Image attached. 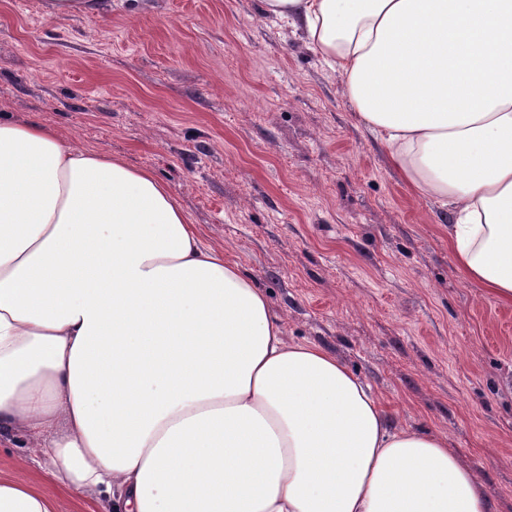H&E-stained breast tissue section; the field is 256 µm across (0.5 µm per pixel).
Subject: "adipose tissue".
Wrapping results in <instances>:
<instances>
[{
	"label": "adipose tissue",
	"instance_id": "1",
	"mask_svg": "<svg viewBox=\"0 0 512 512\" xmlns=\"http://www.w3.org/2000/svg\"><path fill=\"white\" fill-rule=\"evenodd\" d=\"M454 217L464 277L512 302V0H262ZM103 512H494L447 440L288 342L151 171L0 121V432ZM0 512H58L0 479Z\"/></svg>",
	"mask_w": 512,
	"mask_h": 512
}]
</instances>
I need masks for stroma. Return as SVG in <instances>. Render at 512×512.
<instances>
[{
	"label": "stroma",
	"instance_id": "stroma-1",
	"mask_svg": "<svg viewBox=\"0 0 512 512\" xmlns=\"http://www.w3.org/2000/svg\"><path fill=\"white\" fill-rule=\"evenodd\" d=\"M0 119L151 171L288 340L336 356L400 426L447 438L512 512V303L459 272L447 209L392 169L301 32L258 0H0ZM33 450L0 437V478L91 512Z\"/></svg>",
	"mask_w": 512,
	"mask_h": 512
}]
</instances>
